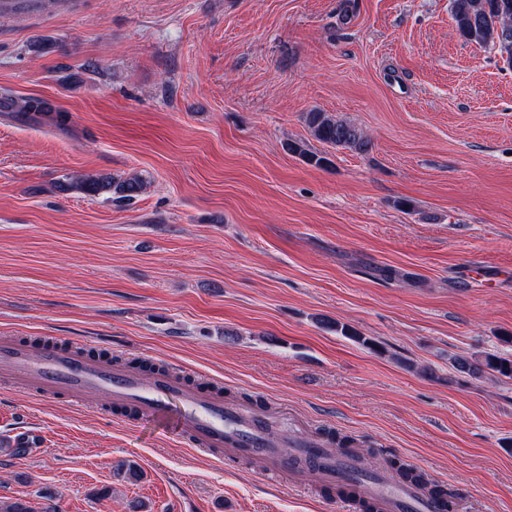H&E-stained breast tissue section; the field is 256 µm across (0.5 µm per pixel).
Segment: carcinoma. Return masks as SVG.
Wrapping results in <instances>:
<instances>
[{"label":"carcinoma","instance_id":"obj_1","mask_svg":"<svg viewBox=\"0 0 512 512\" xmlns=\"http://www.w3.org/2000/svg\"><path fill=\"white\" fill-rule=\"evenodd\" d=\"M451 16L459 35L466 41L481 46L499 49L505 63L512 66V0H451ZM0 110L14 112L31 121H46L58 127L67 124L69 116L42 97H0ZM305 122L310 136L316 141L334 148L347 149L358 153L368 151L370 140L366 133L354 124L328 112L312 110L306 114ZM288 150L303 157L308 164L323 167L328 158L309 151L303 145H288ZM149 187V181L138 175L117 178L108 174L73 175L59 182L57 189L63 192L75 191L85 196L103 197L119 201H132L141 196ZM336 329L368 349L377 348L372 340L353 331L341 322H330ZM453 364L456 370L469 378L480 381L490 375L498 380H512V357L495 353H484L469 357L458 356ZM388 465L403 480L421 483L424 476L413 467L398 459H391ZM0 512H59L54 501L36 509L24 500L7 505L0 503Z\"/></svg>","mask_w":512,"mask_h":512}]
</instances>
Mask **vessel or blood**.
Wrapping results in <instances>:
<instances>
[{
	"instance_id": "b4317fda",
	"label": "vessel or blood",
	"mask_w": 512,
	"mask_h": 512,
	"mask_svg": "<svg viewBox=\"0 0 512 512\" xmlns=\"http://www.w3.org/2000/svg\"><path fill=\"white\" fill-rule=\"evenodd\" d=\"M0 378L39 397L87 408L93 405L91 392H106L114 416H126L128 424L148 418L168 424L197 452L228 463L260 465L275 482L294 474L297 460L313 459L314 472L324 485L350 487L349 495L336 499L342 512H354L361 500L372 501L378 512L447 510L445 499L431 495L425 486L401 481L390 472L367 475L360 458L336 457L320 440L307 438L290 448L270 443L259 410L188 384L168 367L146 377L138 367L92 355L86 344L0 336Z\"/></svg>"
}]
</instances>
